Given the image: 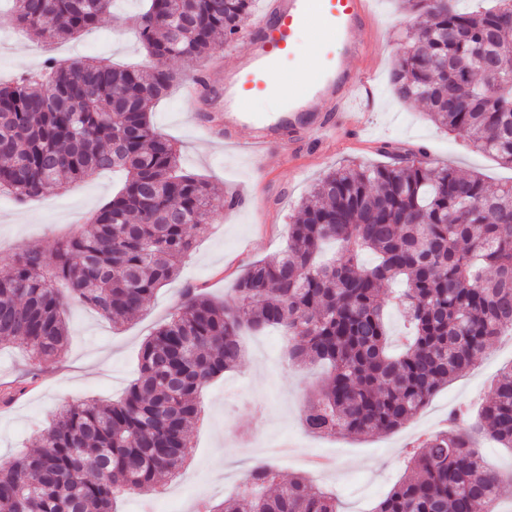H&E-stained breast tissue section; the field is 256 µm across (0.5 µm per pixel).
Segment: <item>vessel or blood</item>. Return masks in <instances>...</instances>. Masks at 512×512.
I'll list each match as a JSON object with an SVG mask.
<instances>
[{"instance_id":"b4317fda","label":"vessel or blood","mask_w":512,"mask_h":512,"mask_svg":"<svg viewBox=\"0 0 512 512\" xmlns=\"http://www.w3.org/2000/svg\"><path fill=\"white\" fill-rule=\"evenodd\" d=\"M371 0H265L246 53L224 56L219 76L195 75L210 113L206 138L252 153L279 148L292 153L306 136L321 140L356 123V106L371 91L370 72L353 66L364 48ZM319 37L311 65L294 58L297 36ZM287 87L280 111L248 112L240 102Z\"/></svg>"}]
</instances>
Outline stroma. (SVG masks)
<instances>
[{
  "label": "stroma",
  "instance_id": "obj_1",
  "mask_svg": "<svg viewBox=\"0 0 512 512\" xmlns=\"http://www.w3.org/2000/svg\"><path fill=\"white\" fill-rule=\"evenodd\" d=\"M144 0H114L98 25L51 46L17 27L0 24V82L40 70L47 55L61 59L94 56L119 65L150 66L136 17ZM376 28L369 51L356 64L374 74L372 97L364 101L361 123L338 129L334 142L311 143L291 157L273 149L261 157L204 139L197 119L199 100L187 86L174 88L152 109L155 131L176 143L184 171L210 182L218 192L244 189L251 203L231 210L216 207L206 232L179 262V272L159 288L129 323L112 325L88 306L73 303L65 312L68 344L61 359L33 364L17 345L0 343V390L24 388L9 407L0 406V463L35 450V437L66 404L119 399L136 375L145 340L171 317L184 289L198 288L231 300L233 283L255 261L288 243L289 226L302 198L325 173L347 164L381 166L383 143L406 154L425 148L429 159L461 173L482 174L490 188L512 182V168L470 151L430 120L423 102L400 101L390 82L408 30L421 20L403 0H373ZM124 182L120 171H104L26 201L0 197V277L11 255L26 246L51 251L58 238L81 230ZM238 364L214 378L201 394V423L190 425L191 458L177 477L160 478V491L125 494L118 512H194L206 497L231 500L242 474L256 462L272 460L282 475L306 472L308 458L331 455L333 470L318 487L336 496L339 512H372L404 475L406 448L445 427L459 408L474 409L487 399L501 370L512 364V335L494 339L476 365L439 389L413 418L395 430L367 437L315 436L301 415L319 374L289 361L288 339L269 328L242 338Z\"/></svg>",
  "mask_w": 512,
  "mask_h": 512
}]
</instances>
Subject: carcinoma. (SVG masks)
<instances>
[{"mask_svg":"<svg viewBox=\"0 0 512 512\" xmlns=\"http://www.w3.org/2000/svg\"><path fill=\"white\" fill-rule=\"evenodd\" d=\"M11 21L32 38L67 41L97 25L112 0H9ZM457 0H408L426 18L407 33L391 84L421 100L431 120L512 168V13L505 0L464 12ZM253 0H148L138 18L153 64L116 68L85 58L46 61L47 73L0 83V192L44 195L60 179L122 168L127 180L78 233L44 254L11 257L0 278V341L42 362L66 349L64 306L75 300L114 324L144 308L176 275L218 197L180 167L176 144L157 134L154 103L197 62L233 41ZM327 242L340 251L320 259ZM376 255L371 266L363 252ZM403 288L385 301L386 282ZM233 303L189 291L141 348L125 397L62 406L38 449L0 464V512H112L114 497L147 493L187 459L200 394L236 365L246 330L281 328L297 365L327 373L302 422L317 435L389 432L414 417L491 342L512 332V183L490 190L481 176L419 158L381 167L342 166L323 176L289 225L288 246L254 263ZM409 323L402 351L389 350L387 304ZM487 436L512 448V366L498 377L471 432L440 430L406 451L407 474L374 512H501L505 480L478 448ZM234 512H337L336 498L306 475L283 479L265 464L241 477Z\"/></svg>","mask_w":512,"mask_h":512,"instance_id":"carcinoma-1","label":"carcinoma"}]
</instances>
